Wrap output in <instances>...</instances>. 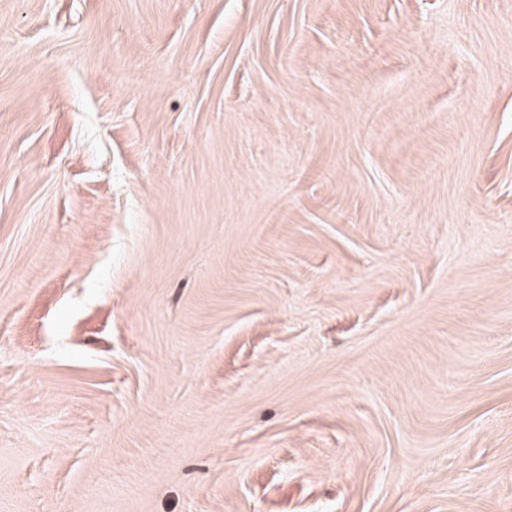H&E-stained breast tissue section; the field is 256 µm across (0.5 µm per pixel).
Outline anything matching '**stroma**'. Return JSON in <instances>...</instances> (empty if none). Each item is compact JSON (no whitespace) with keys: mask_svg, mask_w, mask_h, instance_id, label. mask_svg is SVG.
Returning <instances> with one entry per match:
<instances>
[{"mask_svg":"<svg viewBox=\"0 0 512 512\" xmlns=\"http://www.w3.org/2000/svg\"><path fill=\"white\" fill-rule=\"evenodd\" d=\"M0 512H512V0H0Z\"/></svg>","mask_w":512,"mask_h":512,"instance_id":"obj_1","label":"stroma"}]
</instances>
